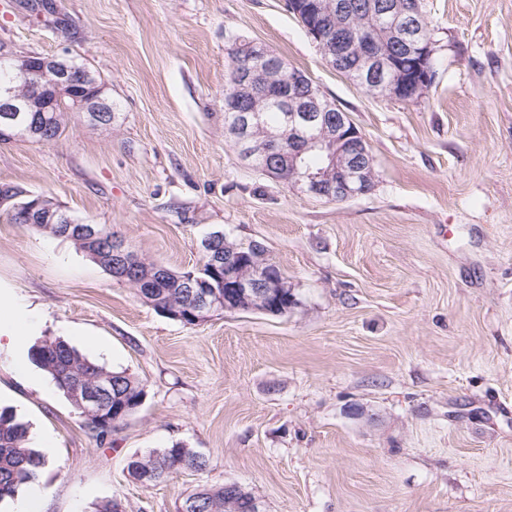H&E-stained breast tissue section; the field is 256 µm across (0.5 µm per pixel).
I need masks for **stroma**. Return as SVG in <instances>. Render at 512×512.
<instances>
[{"mask_svg":"<svg viewBox=\"0 0 512 512\" xmlns=\"http://www.w3.org/2000/svg\"><path fill=\"white\" fill-rule=\"evenodd\" d=\"M435 78L382 98L329 67L286 0H0V42L99 76L111 125L0 144V184L54 199L146 260L198 265L220 232L262 243L300 300L284 316L157 313L68 241L0 208V293L43 338L131 373L138 411L97 442L37 366L0 349V407L49 443L43 512H174L235 481L264 512H512V0H422ZM300 70L365 136L375 186L331 201L271 179L224 134L236 41ZM205 456L150 485L127 461Z\"/></svg>","mask_w":512,"mask_h":512,"instance_id":"obj_1","label":"stroma"}]
</instances>
